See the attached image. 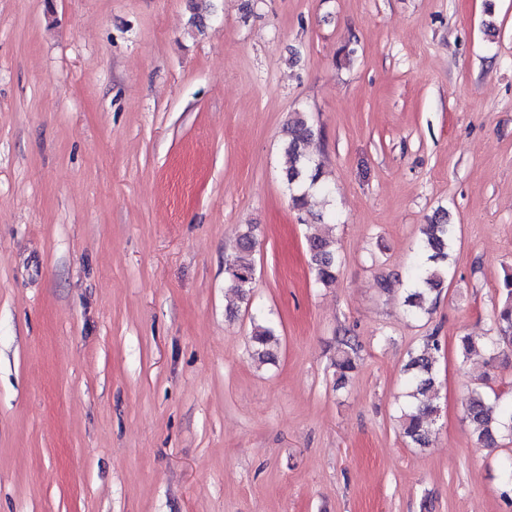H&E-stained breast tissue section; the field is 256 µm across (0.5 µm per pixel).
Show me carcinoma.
Here are the masks:
<instances>
[{
	"label": "carcinoma",
	"mask_w": 512,
	"mask_h": 512,
	"mask_svg": "<svg viewBox=\"0 0 512 512\" xmlns=\"http://www.w3.org/2000/svg\"><path fill=\"white\" fill-rule=\"evenodd\" d=\"M283 135V145L288 156L285 180L291 192L293 207L302 210L306 208L312 193L327 191L322 163L313 160L305 151L315 136L314 125L305 113L296 112L289 117ZM330 231L328 224H311L306 239L311 273L315 282L322 286L336 281L338 256ZM454 240L455 226L448 223L444 214L422 228L411 287L404 297V306L409 316L430 313L437 297L447 287L448 256ZM254 247L252 232L241 235L236 245V257L225 270L228 288L245 303L250 300L255 279ZM501 293L502 305L496 312L490 335L461 337L459 350L463 358L467 359L480 351L493 354L500 349H512V274L504 275ZM274 341L275 330L271 325L255 324L252 358L260 362L271 360ZM440 349L439 339L430 336L418 349L409 353L406 365L410 402L401 414L402 427L405 437L418 447L427 445L430 432L437 423L436 354ZM356 356L357 347L350 337L336 338L331 361L336 386L343 387L356 371ZM463 419L472 437L486 448L497 447L500 438H512V402L501 403L497 398L492 400L480 386L471 388L464 398ZM498 478L503 488L502 496L512 501L511 455L500 458Z\"/></svg>",
	"instance_id": "1"
}]
</instances>
